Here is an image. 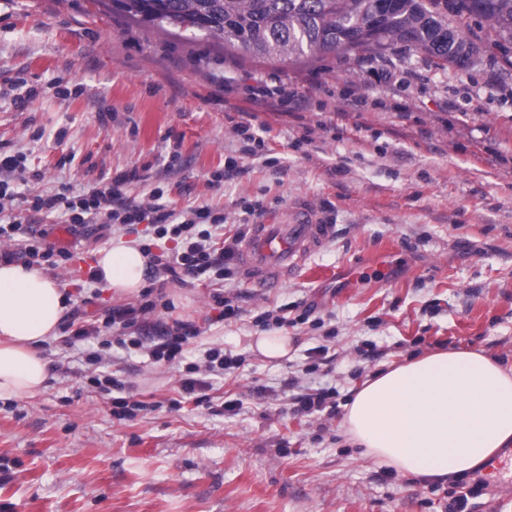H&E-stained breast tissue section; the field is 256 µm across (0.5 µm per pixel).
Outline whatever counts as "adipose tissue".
Segmentation results:
<instances>
[{
  "mask_svg": "<svg viewBox=\"0 0 512 512\" xmlns=\"http://www.w3.org/2000/svg\"><path fill=\"white\" fill-rule=\"evenodd\" d=\"M137 240L102 251L95 275L119 296L145 286ZM67 310L63 288L39 267L0 261V399L40 393L50 376L40 347ZM347 442L397 473L443 482L512 444V369L478 348L428 353L370 376L345 406Z\"/></svg>",
  "mask_w": 512,
  "mask_h": 512,
  "instance_id": "ef3b65f1",
  "label": "adipose tissue"
}]
</instances>
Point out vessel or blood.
<instances>
[{
	"label": "vessel or blood",
	"instance_id": "1",
	"mask_svg": "<svg viewBox=\"0 0 512 512\" xmlns=\"http://www.w3.org/2000/svg\"><path fill=\"white\" fill-rule=\"evenodd\" d=\"M333 227L309 219L295 224H257L241 255L258 287L274 288L304 268L308 257L331 237Z\"/></svg>",
	"mask_w": 512,
	"mask_h": 512
}]
</instances>
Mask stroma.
Returning a JSON list of instances; mask_svg holds the SVG:
<instances>
[{
	"label": "stroma",
	"mask_w": 512,
	"mask_h": 512,
	"mask_svg": "<svg viewBox=\"0 0 512 512\" xmlns=\"http://www.w3.org/2000/svg\"><path fill=\"white\" fill-rule=\"evenodd\" d=\"M461 25L478 48L463 69L398 45L372 59L283 62L142 25L110 0H0V142L43 172L32 192H78L134 168L128 200L160 186L176 209L207 203L223 210L228 237L249 219L246 199L262 201V224L293 223L305 209L334 227L306 270L278 288L258 287L237 261L220 282L147 278L174 309L146 335H161L171 318L191 321L203 333L187 361L213 344L244 359L210 391L214 403L240 408L215 415L183 398V367L117 348L88 364L72 329L103 326L119 302L94 277L119 232L75 235L58 216L26 213L35 234L71 253L56 281L77 316L42 348L64 364L45 390L0 399V512H448L455 493L477 483L467 512H512V471L422 481L364 457L340 429L341 408L390 365L480 347L512 366V44L492 46L479 18ZM60 76L82 94L50 92ZM22 79L42 92L20 110L10 92ZM269 87L297 91L310 109L279 107ZM353 91L369 94V111L352 110ZM105 109L112 118L101 119ZM231 110L265 125V156H236ZM67 154L72 164L59 166ZM231 155L241 175L211 187ZM217 291L237 318L219 321ZM282 310L289 322L277 332L289 353L271 360L256 347L255 318ZM320 346L330 357L307 373ZM97 369L156 410L113 417L109 396L88 383ZM319 387L335 389L337 415L289 411L294 391Z\"/></svg>",
	"instance_id": "obj_1"
}]
</instances>
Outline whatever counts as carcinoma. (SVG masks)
Segmentation results:
<instances>
[{
  "instance_id": "cac0c4a2",
  "label": "carcinoma",
  "mask_w": 512,
  "mask_h": 512,
  "mask_svg": "<svg viewBox=\"0 0 512 512\" xmlns=\"http://www.w3.org/2000/svg\"><path fill=\"white\" fill-rule=\"evenodd\" d=\"M112 0L149 26L212 38L250 56L285 59L379 54L401 44L441 64L466 66L477 47L448 16L485 20L512 43V0Z\"/></svg>"
}]
</instances>
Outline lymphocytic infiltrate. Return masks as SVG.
I'll use <instances>...</instances> for the list:
<instances>
[{"label":"lymphocytic infiltrate","instance_id":"lymphocytic-infiltrate-1","mask_svg":"<svg viewBox=\"0 0 512 512\" xmlns=\"http://www.w3.org/2000/svg\"><path fill=\"white\" fill-rule=\"evenodd\" d=\"M137 177L136 171H121L101 178L95 186L78 195L67 187L55 193L25 194L16 191V184L41 182L43 173L29 169L22 153L0 150V214L11 215L8 223L0 225V240L11 241L22 233L23 220L14 213L18 207L34 213H60L70 231L76 234L83 233L92 224H119L131 229L145 222L150 225L154 239L168 238L181 244L174 256L151 255L149 265L154 276L182 286L204 277L223 279L224 266L235 260L239 244L250 232L249 226L240 225L227 244L218 245L216 232L223 228L224 216L210 206L176 210L160 188L154 189L148 202L126 203L124 191ZM157 308V300L147 291L139 299L114 306L105 325L115 329L116 334L112 339L103 340V348L113 344L126 349L145 347L155 362L184 365V393L197 405H210L211 377L240 367L241 358L226 354L223 348L210 347L200 359L186 362L184 347L189 340L198 338L202 330L195 323L180 319L174 320L158 341L145 345L142 330L155 316ZM89 382L110 393L112 415L117 419L132 421L152 408L151 403L132 400L124 381L117 377L102 373L90 377Z\"/></svg>","mask_w":512,"mask_h":512}]
</instances>
